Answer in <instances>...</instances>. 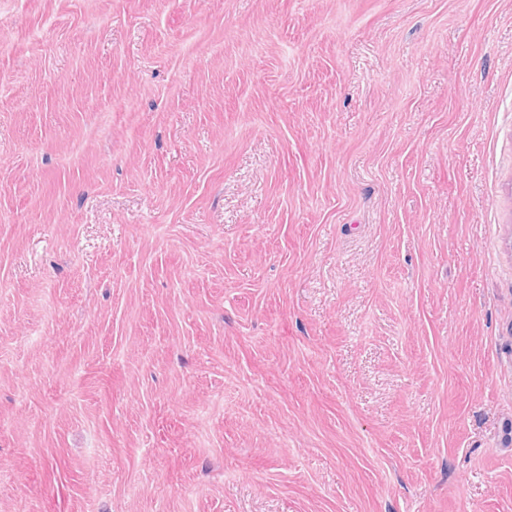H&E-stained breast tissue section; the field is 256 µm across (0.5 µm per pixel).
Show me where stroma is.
Segmentation results:
<instances>
[{
	"label": "stroma",
	"mask_w": 512,
	"mask_h": 512,
	"mask_svg": "<svg viewBox=\"0 0 512 512\" xmlns=\"http://www.w3.org/2000/svg\"><path fill=\"white\" fill-rule=\"evenodd\" d=\"M0 512H512V0H0Z\"/></svg>",
	"instance_id": "1"
}]
</instances>
